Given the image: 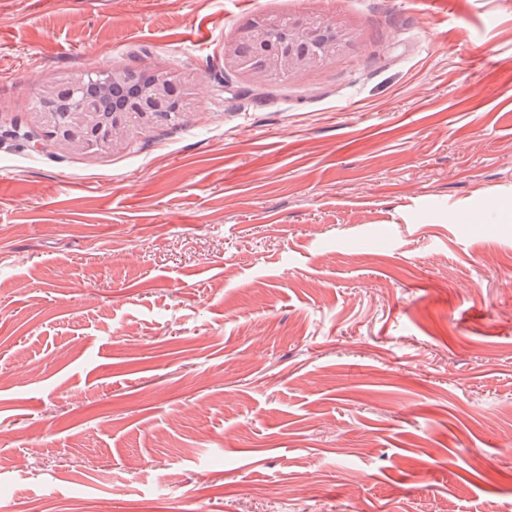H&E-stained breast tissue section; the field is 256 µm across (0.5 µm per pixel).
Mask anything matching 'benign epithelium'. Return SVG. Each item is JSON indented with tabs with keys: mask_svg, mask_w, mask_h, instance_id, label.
<instances>
[{
	"mask_svg": "<svg viewBox=\"0 0 512 512\" xmlns=\"http://www.w3.org/2000/svg\"><path fill=\"white\" fill-rule=\"evenodd\" d=\"M351 42V34L328 18L300 14L282 24L264 15L254 18L224 43V67L259 85L276 76L312 70L336 60ZM127 70L100 68L73 72L63 78L42 79L35 92L29 121L50 133L47 142L78 153H114L127 149L146 133L161 113L180 118L194 109L193 89L200 80L195 72L160 65L140 68V90L134 104L112 112L103 103L112 97L113 87ZM94 82L95 92L84 94ZM66 86L75 106L60 122L55 103L61 86Z\"/></svg>",
	"mask_w": 512,
	"mask_h": 512,
	"instance_id": "benign-epithelium-1",
	"label": "benign epithelium"
}]
</instances>
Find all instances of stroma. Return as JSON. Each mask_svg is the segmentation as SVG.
Segmentation results:
<instances>
[{"instance_id":"1","label":"stroma","mask_w":512,"mask_h":512,"mask_svg":"<svg viewBox=\"0 0 512 512\" xmlns=\"http://www.w3.org/2000/svg\"><path fill=\"white\" fill-rule=\"evenodd\" d=\"M335 20L259 89L221 47ZM196 106L28 150L39 81ZM512 512V0H0V512ZM351 38L346 29L328 18L300 14L283 25L278 18L261 15L224 42V67L266 85L276 76H289L336 61ZM241 42L253 46V57L239 52ZM304 44L309 46L308 51H302ZM128 69L100 68L78 71L64 78L46 77L35 92V103L28 112L29 121L43 132H50L45 140L60 149L78 153H114L127 149L140 134H145L160 113L174 114L180 118L194 109L193 89L200 80L195 72L179 71L160 65L141 67L140 90L134 104L123 109L103 108L112 97L113 87L122 81ZM94 81L93 95H84L86 84ZM65 85L75 106L67 120L59 121L55 103L61 86ZM175 87L185 94L176 98ZM138 89V80L130 70L121 82L114 103L130 105L131 97ZM126 90V94H121Z\"/></svg>"}]
</instances>
